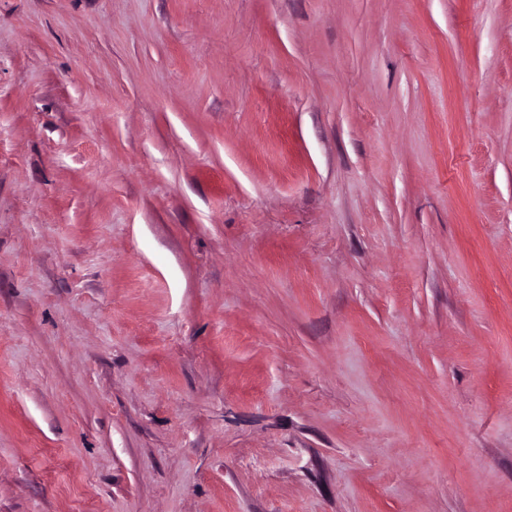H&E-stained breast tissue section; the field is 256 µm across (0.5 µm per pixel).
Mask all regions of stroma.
Segmentation results:
<instances>
[{
  "label": "stroma",
  "instance_id": "1",
  "mask_svg": "<svg viewBox=\"0 0 512 512\" xmlns=\"http://www.w3.org/2000/svg\"><path fill=\"white\" fill-rule=\"evenodd\" d=\"M0 512H512V0H0Z\"/></svg>",
  "mask_w": 512,
  "mask_h": 512
}]
</instances>
